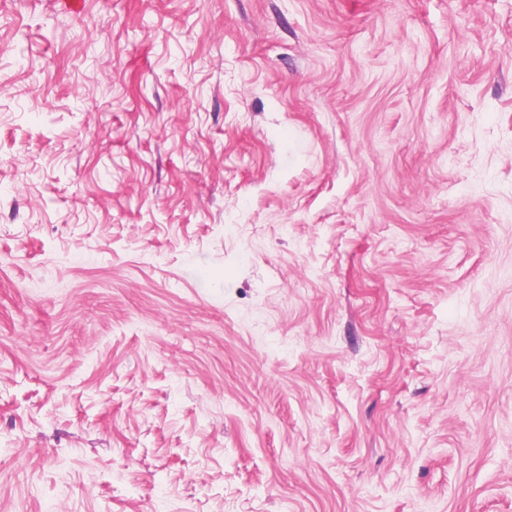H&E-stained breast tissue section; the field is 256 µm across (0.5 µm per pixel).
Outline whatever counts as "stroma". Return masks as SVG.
I'll return each instance as SVG.
<instances>
[{
    "mask_svg": "<svg viewBox=\"0 0 512 512\" xmlns=\"http://www.w3.org/2000/svg\"><path fill=\"white\" fill-rule=\"evenodd\" d=\"M0 512H512V0H0Z\"/></svg>",
    "mask_w": 512,
    "mask_h": 512,
    "instance_id": "stroma-1",
    "label": "stroma"
}]
</instances>
